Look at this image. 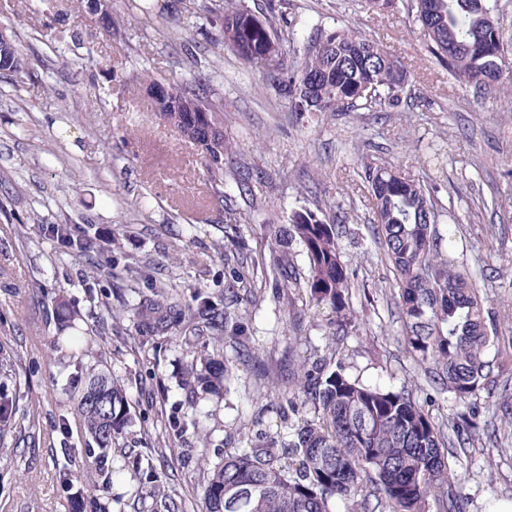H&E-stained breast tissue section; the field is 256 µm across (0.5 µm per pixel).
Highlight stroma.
<instances>
[{
    "mask_svg": "<svg viewBox=\"0 0 512 512\" xmlns=\"http://www.w3.org/2000/svg\"><path fill=\"white\" fill-rule=\"evenodd\" d=\"M183 0H151L152 24L112 0L106 29L81 0H0V29L26 57L29 75L0 73V390L17 425L0 433V512H73V494L99 485L110 512H205L207 472L228 448L250 447L264 432L288 437V404L263 395L298 358L288 349L291 294L266 288L245 319V344L223 341L235 363L222 396L191 399L182 375L207 339L186 349L175 337L145 351L125 309L155 282L181 281L184 302L224 295L222 192L242 167L262 171L253 195L233 196L253 223L240 227L247 263H256L272 227L311 210L326 222L348 216L342 252L355 272L352 302L363 321L344 340L348 371L368 384L415 390L433 414L455 406L429 386L399 340L392 274L369 225L372 210L357 160L381 158L419 179L435 199L443 249L476 279L496 318L492 353L505 355L475 405L476 449L456 450L452 465L465 512L512 499V441L498 443L501 405L512 406V111L498 90L459 85L420 47L406 10L368 12L362 0H288L299 26L355 25L388 47L413 75L409 108L299 114L277 99L268 78L231 51L213 54L206 33L181 26ZM87 56L86 66L70 59ZM211 77L235 147L224 155L221 185L206 176L197 146L151 110L145 74ZM489 208H482V201ZM50 224H72L112 241V264L90 271L51 238ZM123 270L122 279L112 277ZM75 313L71 328L55 306ZM90 346L69 349L71 336ZM61 345L47 355L50 342ZM124 381L132 422L100 463L71 394L90 369ZM187 422L176 448L171 419ZM200 422L203 432L191 429ZM152 468L144 482L135 463Z\"/></svg>",
    "mask_w": 512,
    "mask_h": 512,
    "instance_id": "35a3bbf8",
    "label": "stroma"
}]
</instances>
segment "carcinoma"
Here are the masks:
<instances>
[{
	"label": "carcinoma",
	"mask_w": 512,
	"mask_h": 512,
	"mask_svg": "<svg viewBox=\"0 0 512 512\" xmlns=\"http://www.w3.org/2000/svg\"><path fill=\"white\" fill-rule=\"evenodd\" d=\"M492 0H407L423 49L456 82L476 90L499 88L512 109V64L507 59ZM378 14L399 9L398 0H363ZM186 27L217 29L216 50L236 54L253 71L272 75V86L293 112H351L395 109L409 85L404 65L382 44L357 28L311 26L298 37L288 18V0H264L252 9L245 0H216L198 11L195 0L183 6ZM300 40L297 61L288 66L280 44ZM0 71L28 73L17 47L0 55ZM154 112L201 151L204 171L215 181L224 171V152L232 148L224 133V104L212 99L210 78L190 80L147 77ZM371 197L373 238L385 250L397 290L401 334L416 366L439 390L469 403L485 388L497 360L489 358L496 321L484 307L476 280L455 266L436 230L434 198L420 181L386 162L360 159ZM226 224L239 232L250 214L228 206ZM60 240L91 270L111 262L112 241L74 234L69 224H50ZM351 233L341 222L327 224L311 211L296 212L291 224L270 234L260 256L263 273L295 292L308 309L329 310L327 341L313 356L299 360L288 389L274 380L265 398L287 399L288 410L309 405L313 416L292 428L288 440L261 435L249 448H226L207 473L206 512H332L333 501L348 512H464L466 494L449 462L452 423L458 445L476 436V413L451 412L435 418L413 390H392L362 383L347 372L341 336L358 325L354 274L344 261L340 241ZM298 241L308 265L299 276L288 268L287 240ZM224 300L197 294L195 304L178 298L173 279L139 296L127 308L140 349L154 347L168 333L192 345L204 335L214 341L243 337L245 303H256L261 288L254 270L224 252ZM232 372L220 355L207 354L187 366L182 385L194 397L217 396ZM83 428L102 457L130 423L126 388L109 372L88 374L74 397ZM14 404L0 393V431L15 425ZM241 494L238 506L230 496Z\"/></svg>",
	"instance_id": "cac0c4a2"
}]
</instances>
